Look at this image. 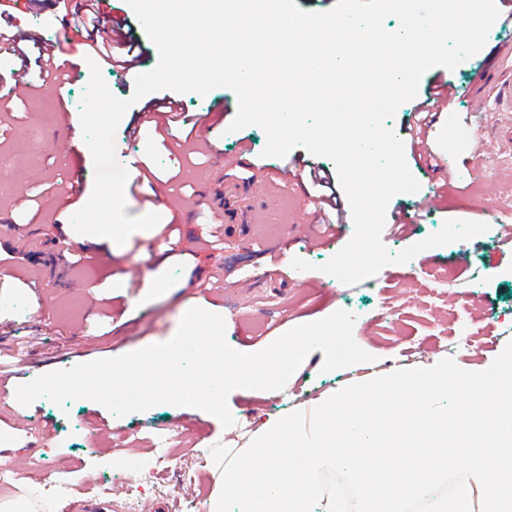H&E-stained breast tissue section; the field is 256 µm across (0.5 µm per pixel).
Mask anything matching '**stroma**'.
Segmentation results:
<instances>
[{
  "label": "stroma",
  "instance_id": "obj_1",
  "mask_svg": "<svg viewBox=\"0 0 512 512\" xmlns=\"http://www.w3.org/2000/svg\"><path fill=\"white\" fill-rule=\"evenodd\" d=\"M11 23L13 31L35 28L42 39L71 47L74 66L61 89L37 87L34 73L13 86L12 100L29 106L0 124V156L8 161L0 170V370L12 374L0 390V464L19 474L11 489L0 492V502L27 494L35 483L60 488L53 499L58 512H70L71 502L84 496L122 512L133 493L139 512H200L196 484L207 470L199 461L205 449L244 444V431H256L270 417L308 409L331 389L404 367L402 352L409 344L420 345L429 364L450 356L454 337L475 336L477 348L454 359L462 369L481 371L512 343V242L495 241L486 232L386 265L387 285L337 282L321 267L349 242L353 224H346L337 241L321 242L310 183H265L262 171L275 162L262 154L266 134L255 125L227 132L238 101L224 87L178 96L185 111L202 121L192 155L165 149L164 137L180 134L175 126L165 133L147 123L134 137L122 123L114 137L118 163L136 155L156 174L165 210L160 222L177 226L183 254L165 252L152 237L130 236L117 250L108 242H90L66 231L67 213L52 223L57 191L74 168L84 175L77 206L88 202L94 188L92 154L82 130L72 125L90 67L78 37L52 8L33 16L17 7ZM451 79L461 95L434 125L429 147L446 156L453 178L444 198L408 235L383 231L390 252L429 237L449 220L486 221L488 212L512 200V154L495 149L512 135V26L495 23L485 46ZM220 105L223 123L209 127L211 111ZM297 159L336 169L331 159L310 156L301 147L275 163L286 170ZM62 240L88 251L92 261L72 265L70 253L58 248ZM296 257L309 262L310 270H295ZM274 262L281 279L262 280ZM452 270L460 273L456 285L436 288ZM412 271L419 278L409 287L403 278ZM189 298L221 315L227 343L246 353L351 307L354 339L372 359L358 363L351 375L327 372L324 354L316 350L290 377L286 391H232L227 404L238 422L234 430L193 407L159 404L119 418L88 399L62 407L45 398L28 406L17 401V386L40 375L170 340ZM176 429L186 436L171 450L169 492L158 495L140 487L138 473ZM62 464L68 468L64 479L56 476Z\"/></svg>",
  "mask_w": 512,
  "mask_h": 512
}]
</instances>
